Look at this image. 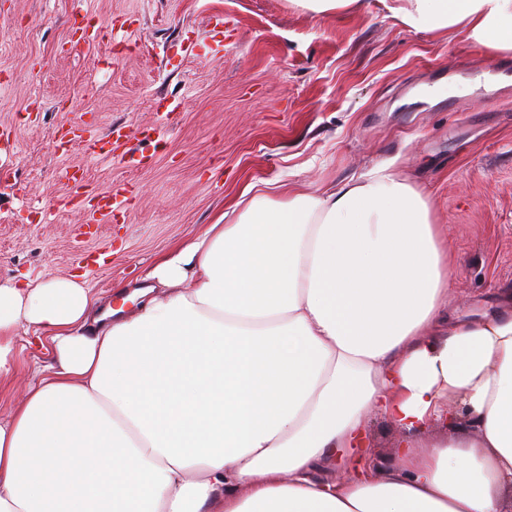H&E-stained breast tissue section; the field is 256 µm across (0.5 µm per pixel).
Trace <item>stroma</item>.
Wrapping results in <instances>:
<instances>
[{"mask_svg": "<svg viewBox=\"0 0 512 512\" xmlns=\"http://www.w3.org/2000/svg\"><path fill=\"white\" fill-rule=\"evenodd\" d=\"M124 27L137 51L105 68L103 46L76 43L74 5ZM222 43L213 59L189 42ZM182 99L159 120L154 102ZM123 126L126 150L88 158L56 145L61 127ZM0 279L85 275L98 309L121 307L116 283L214 223L251 183L314 192L378 164L433 206L448 247V309L473 319L512 286V53L459 34L414 29L385 0L316 17L287 0H0ZM155 153L138 170L127 150ZM83 168L86 190L132 191L119 223L82 209L43 220ZM0 381V419L21 404L45 355L25 331Z\"/></svg>", "mask_w": 512, "mask_h": 512, "instance_id": "35a3bbf8", "label": "stroma"}]
</instances>
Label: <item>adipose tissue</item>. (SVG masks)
<instances>
[{"label":"adipose tissue","instance_id":"ef3b65f1","mask_svg":"<svg viewBox=\"0 0 512 512\" xmlns=\"http://www.w3.org/2000/svg\"><path fill=\"white\" fill-rule=\"evenodd\" d=\"M394 2L512 51V0ZM248 192L131 281L134 313L91 314L75 278L0 280V377L17 327L51 352L0 419V512H512V290L447 320L451 256L388 166ZM373 415L393 461L317 478L357 472Z\"/></svg>","mask_w":512,"mask_h":512}]
</instances>
